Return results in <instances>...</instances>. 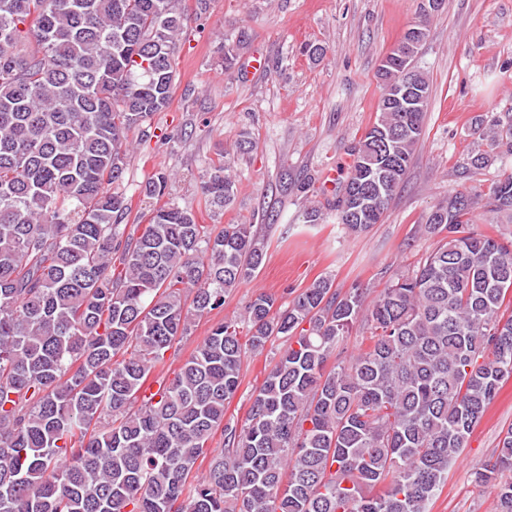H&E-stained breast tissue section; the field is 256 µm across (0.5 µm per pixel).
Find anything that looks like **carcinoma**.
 <instances>
[{
	"label": "carcinoma",
	"instance_id": "1",
	"mask_svg": "<svg viewBox=\"0 0 512 512\" xmlns=\"http://www.w3.org/2000/svg\"><path fill=\"white\" fill-rule=\"evenodd\" d=\"M187 27L182 0H0V512H429L512 378V240L473 232L480 194L455 190L419 225L434 249L373 299L327 277L281 303L258 293L167 378L166 352L268 245L160 203L162 172L140 187L148 224L123 223L127 134L169 106ZM428 36L424 17L378 71L380 114L334 203L355 236L383 222L420 143ZM246 38H223L224 70ZM478 124L512 156V112ZM201 190L215 216L234 202L224 153ZM487 204L512 215V172ZM279 340L245 419L226 418L246 354ZM505 470L512 427L473 472L494 512H512Z\"/></svg>",
	"mask_w": 512,
	"mask_h": 512
}]
</instances>
